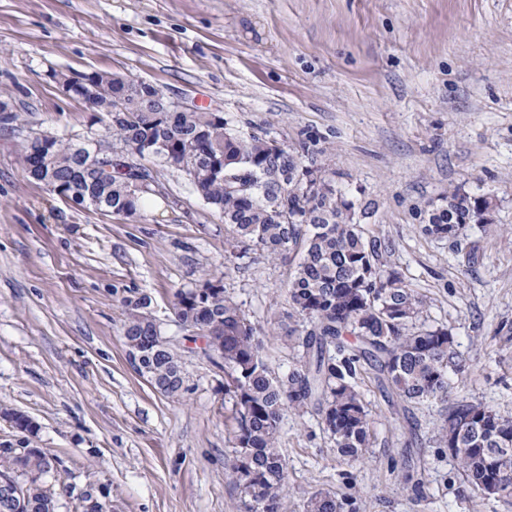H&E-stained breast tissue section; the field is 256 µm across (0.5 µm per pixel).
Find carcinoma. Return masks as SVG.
I'll return each mask as SVG.
<instances>
[{"instance_id":"carcinoma-1","label":"carcinoma","mask_w":512,"mask_h":512,"mask_svg":"<svg viewBox=\"0 0 512 512\" xmlns=\"http://www.w3.org/2000/svg\"><path fill=\"white\" fill-rule=\"evenodd\" d=\"M93 71L67 88L78 100L102 106L145 81ZM165 140L154 158L195 177L192 186L221 207L231 226L227 259L255 251L282 258L300 251L288 288V317L301 319L285 329L295 354L287 374H271L261 353L257 328L224 286V274L206 282L209 292L193 289L177 293L176 322L208 343L224 339V395L233 422V451L229 467L249 512H281L287 473L280 450L285 411L298 414L315 404L323 428L337 453L348 463L363 459L372 446V417L360 388L362 376L373 372L377 386L405 404L445 403L446 417L434 432L440 449L456 448L457 471L471 488L493 489L491 497L512 507V454L492 456L489 448H512V417L465 398L453 397L450 375L464 371L454 337L445 325L426 316L423 297L403 274L384 261L388 246L367 233L355 210L325 177L324 166L313 159L304 164L307 143L281 148L264 135L244 136L228 126L222 112H148L137 100L128 101L106 134L86 143L48 134L27 135L18 163L31 179L46 180L63 192L73 190L105 197V214L135 216L143 192L126 200L133 171L101 175L94 158H109L120 146ZM288 173V183L269 179L271 172ZM493 199L448 192L442 202L421 209L419 233L461 244L469 224H487ZM124 335H153L147 313L151 298L124 300ZM140 375L163 381L181 373L171 349L158 355L147 351ZM21 433L35 434L28 416L4 410ZM54 457L45 448H17L0 444V480L16 473L28 478L27 502L20 512H57L59 478L50 473ZM347 496L315 492L306 512H346Z\"/></svg>"}]
</instances>
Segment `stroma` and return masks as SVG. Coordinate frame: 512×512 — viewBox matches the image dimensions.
Returning <instances> with one entry per match:
<instances>
[{
	"label": "stroma",
	"instance_id": "1",
	"mask_svg": "<svg viewBox=\"0 0 512 512\" xmlns=\"http://www.w3.org/2000/svg\"><path fill=\"white\" fill-rule=\"evenodd\" d=\"M93 70L307 142L429 319L451 328L466 364L455 395L512 416V345L496 335L512 326V0H0V101L31 128L104 134L50 78ZM22 139L0 130V408L31 417L65 484L102 487L117 512H240L224 371L177 326L176 293L223 272L280 375L297 255L227 261L223 217L151 157L161 192L136 217L72 205L24 177ZM457 188L494 196L491 224L458 245L422 236L418 206ZM141 294L180 360V395L129 357L123 301ZM362 388L374 424L358 464L339 458L315 408L286 413L283 512L316 491L352 495L357 512H506L436 448L440 405L396 412L372 375Z\"/></svg>",
	"mask_w": 512,
	"mask_h": 512
}]
</instances>
